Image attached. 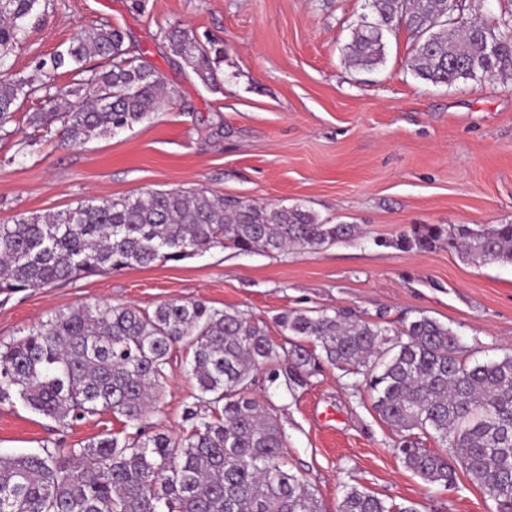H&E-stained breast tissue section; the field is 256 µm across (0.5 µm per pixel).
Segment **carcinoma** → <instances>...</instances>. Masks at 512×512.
<instances>
[{"label":"carcinoma","mask_w":512,"mask_h":512,"mask_svg":"<svg viewBox=\"0 0 512 512\" xmlns=\"http://www.w3.org/2000/svg\"><path fill=\"white\" fill-rule=\"evenodd\" d=\"M42 0H0V125L19 100L75 97L32 120L61 123L63 141L83 144L130 130L173 101L175 90L144 54H133L110 24L82 30L21 77L6 60L46 20ZM372 20L352 31L349 60L373 67L386 34L401 27L416 47L414 77L451 85L512 75V15L460 24L458 0H369ZM176 55L208 89L219 86L223 49L191 29L165 32ZM84 75L68 89L59 72ZM353 224H325L301 205L276 207L203 191L148 190L119 200L90 197L74 208L0 224V291L12 293L112 270L149 267L212 247L243 252L317 250L355 239ZM394 245L446 246L462 260L512 264V224H414ZM291 348L279 354L266 327L233 308L164 302L151 312L94 305L59 311L0 346V402L17 397L61 426L103 413L126 432L69 448L43 447L0 459V512H321L314 492L286 468L287 437L276 408L249 397L253 374L283 358L270 381H305L319 346L337 368L362 376L380 419L400 433L405 466L424 482L448 485L457 472L485 490L496 512H512V356L470 364L458 335L420 316L391 337L349 310H293L276 317ZM192 352L188 374L198 394L186 407V434L146 432L161 403L170 354ZM429 435L445 451L425 448ZM337 512H417L355 487Z\"/></svg>","instance_id":"obj_1"}]
</instances>
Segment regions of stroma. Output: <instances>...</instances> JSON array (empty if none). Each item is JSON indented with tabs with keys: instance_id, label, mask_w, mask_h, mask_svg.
<instances>
[{
	"instance_id": "obj_1",
	"label": "stroma",
	"mask_w": 512,
	"mask_h": 512,
	"mask_svg": "<svg viewBox=\"0 0 512 512\" xmlns=\"http://www.w3.org/2000/svg\"><path fill=\"white\" fill-rule=\"evenodd\" d=\"M365 0H49L45 24L11 51L34 62L83 29L109 23L175 89L173 104L112 137L63 144L31 122L45 109L29 99L0 125V222L76 207L87 197L118 200L147 190L207 191L277 206L300 204L327 224L360 234L317 250L243 253L216 246L146 268L0 293V345L58 311L95 304L153 310L169 301L234 308L289 340L275 318L292 310L350 309L391 330L426 315L451 327L468 360L512 354V265L476 266L448 249L393 247L415 224H512V79L432 85L407 60V30L388 35L372 68L347 56ZM191 28L224 49V85L212 91L173 53L164 32ZM173 349L153 431L179 436L196 382ZM252 397L275 404L288 438L289 468L337 512L357 487L417 512H496L466 476L445 487L403 463L398 434L382 422L364 385L319 360L305 383L255 376ZM105 414L62 427L21 402L0 404V456L64 447L117 431Z\"/></svg>"
}]
</instances>
